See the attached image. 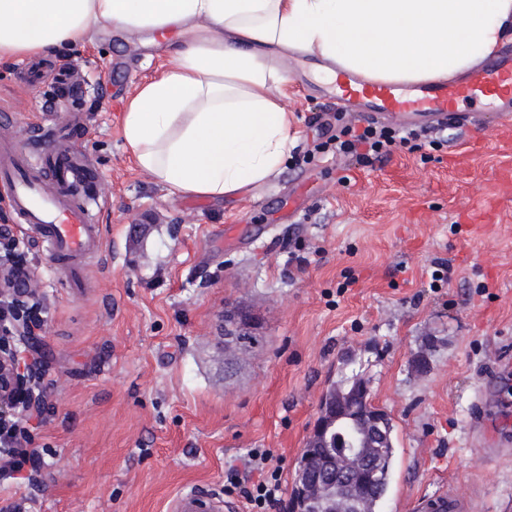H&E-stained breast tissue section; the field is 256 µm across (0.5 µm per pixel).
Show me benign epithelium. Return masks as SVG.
<instances>
[{
	"label": "benign epithelium",
	"mask_w": 512,
	"mask_h": 512,
	"mask_svg": "<svg viewBox=\"0 0 512 512\" xmlns=\"http://www.w3.org/2000/svg\"><path fill=\"white\" fill-rule=\"evenodd\" d=\"M17 243L9 224L0 225V437L6 442L0 448L4 467L17 469L25 460L21 440L25 432L20 420L43 402L41 387L43 369L35 350L34 330L40 326V301L31 288V274L23 253L16 251ZM253 317L244 308L224 310V345L226 356L244 354L254 349L259 338L254 336ZM362 398L361 414L354 417L361 426V443L321 463L311 453H302L303 465L309 476L294 491L297 512H312L309 505L333 501V512H358L363 486L352 482L356 475L368 469L370 458L366 449L376 447L382 440L380 430L384 410L371 399L366 382L359 384ZM344 401L338 391L336 398L323 397L319 416L307 443L328 442V434L345 417L337 406L327 404Z\"/></svg>",
	"instance_id": "1"
}]
</instances>
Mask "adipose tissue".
<instances>
[{
    "label": "adipose tissue",
    "mask_w": 512,
    "mask_h": 512,
    "mask_svg": "<svg viewBox=\"0 0 512 512\" xmlns=\"http://www.w3.org/2000/svg\"><path fill=\"white\" fill-rule=\"evenodd\" d=\"M95 24L179 36L128 99L125 148L175 193L221 199L281 171L294 142L282 88L297 56L322 60L329 78L452 77L512 30V0H0V63L85 44Z\"/></svg>",
    "instance_id": "1"
}]
</instances>
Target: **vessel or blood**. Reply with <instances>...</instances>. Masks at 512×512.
Listing matches in <instances>:
<instances>
[{"label":"vessel or blood","instance_id":"1","mask_svg":"<svg viewBox=\"0 0 512 512\" xmlns=\"http://www.w3.org/2000/svg\"><path fill=\"white\" fill-rule=\"evenodd\" d=\"M336 105L343 111L375 120L401 113L426 117L434 126L448 120H470L464 107H492L512 123V49H504L469 77L459 81L404 86L366 81L345 72L336 75ZM95 173L78 154L40 150L22 153L0 147V183L6 184L18 220L45 245L50 266L65 270L73 287L81 285L83 262L99 250L93 191ZM447 494L420 499L418 512H457ZM171 512H220L221 506L194 490L171 502Z\"/></svg>","mask_w":512,"mask_h":512}]
</instances>
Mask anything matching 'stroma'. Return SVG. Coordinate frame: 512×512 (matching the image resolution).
I'll list each match as a JSON object with an SVG mask.
<instances>
[{"mask_svg": "<svg viewBox=\"0 0 512 512\" xmlns=\"http://www.w3.org/2000/svg\"><path fill=\"white\" fill-rule=\"evenodd\" d=\"M164 41L96 25L45 57L39 81L0 64V143L41 150L70 131L103 201L102 253L75 289L51 281L0 186V224L41 300L45 395L22 421L27 470L0 473V512H169L189 489L224 501L227 461L253 448L280 470L270 512H289L320 398L352 373L394 425L381 512L439 491L462 512H512V426L493 447L469 433L498 402L487 374L512 345V125L484 107L481 127L443 128L439 149L363 167L318 151L336 101L319 60L301 57L280 173L234 198L179 195L121 136L129 93L169 61ZM238 305L260 344L226 362L215 344Z\"/></svg>", "mask_w": 512, "mask_h": 512, "instance_id": "stroma-1", "label": "stroma"}]
</instances>
